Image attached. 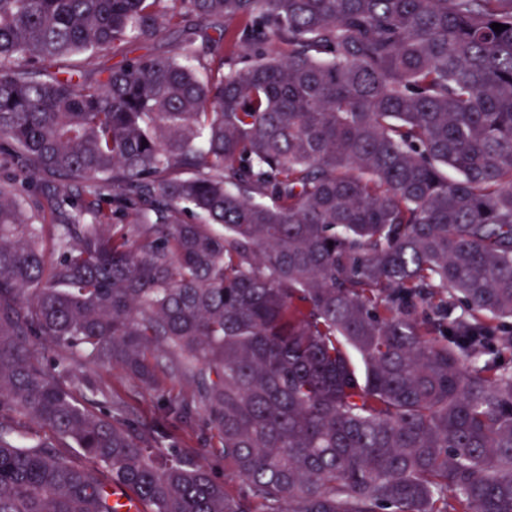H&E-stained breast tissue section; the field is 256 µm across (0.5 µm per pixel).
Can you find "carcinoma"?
I'll list each match as a JSON object with an SVG mask.
<instances>
[{
	"label": "carcinoma",
	"mask_w": 512,
	"mask_h": 512,
	"mask_svg": "<svg viewBox=\"0 0 512 512\" xmlns=\"http://www.w3.org/2000/svg\"><path fill=\"white\" fill-rule=\"evenodd\" d=\"M0 160V512H512V0H0ZM177 39L178 33L171 31L164 39L141 42L130 46L126 51V56L132 58L146 54H167ZM100 372L112 383L114 392L138 409L145 424L160 428L170 439L178 441L184 452L200 457L215 480L225 483L232 492L245 488L243 479L224 471V459L211 451V446H218V440L212 438L204 442V437L210 436V432L202 412H191L175 419L165 417L155 407L151 390L133 382L118 368L101 369Z\"/></svg>",
	"instance_id": "1"
}]
</instances>
